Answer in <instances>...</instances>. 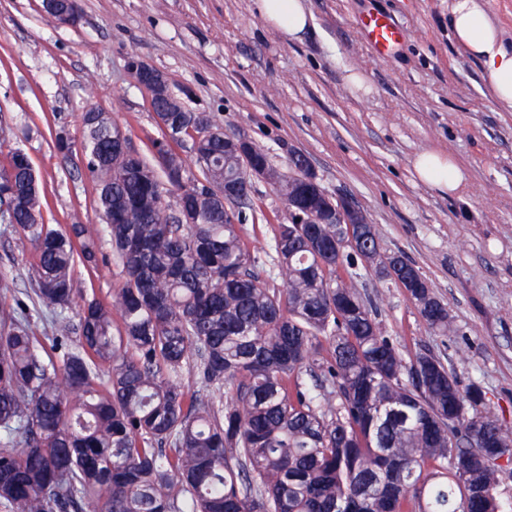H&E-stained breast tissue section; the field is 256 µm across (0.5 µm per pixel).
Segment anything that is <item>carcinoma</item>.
Here are the masks:
<instances>
[{
  "label": "carcinoma",
  "instance_id": "carcinoma-1",
  "mask_svg": "<svg viewBox=\"0 0 512 512\" xmlns=\"http://www.w3.org/2000/svg\"><path fill=\"white\" fill-rule=\"evenodd\" d=\"M65 9L43 2L59 22ZM141 87L154 161L108 112H84L78 142L55 136L95 180L123 273L110 301L74 287L96 241L45 223L28 156L0 165V213L33 249L32 304L58 326L40 336L32 309L0 314V512H512V426L439 357L399 349L336 275L376 267L445 336L448 306L418 268L380 254L370 224H273L269 250H251L236 210L251 190L226 198L224 181L264 167L289 217L318 214L304 171L256 145L242 159L208 114Z\"/></svg>",
  "mask_w": 512,
  "mask_h": 512
}]
</instances>
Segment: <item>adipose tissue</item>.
<instances>
[{
  "label": "adipose tissue",
  "instance_id": "obj_1",
  "mask_svg": "<svg viewBox=\"0 0 512 512\" xmlns=\"http://www.w3.org/2000/svg\"><path fill=\"white\" fill-rule=\"evenodd\" d=\"M256 5L265 24L291 41L301 38L312 21L305 0H256ZM448 30L454 41L481 63L495 104L512 112V41H506L492 21L484 0H451ZM413 166L420 180L442 192H456L464 180L452 159L433 150L419 153Z\"/></svg>",
  "mask_w": 512,
  "mask_h": 512
}]
</instances>
